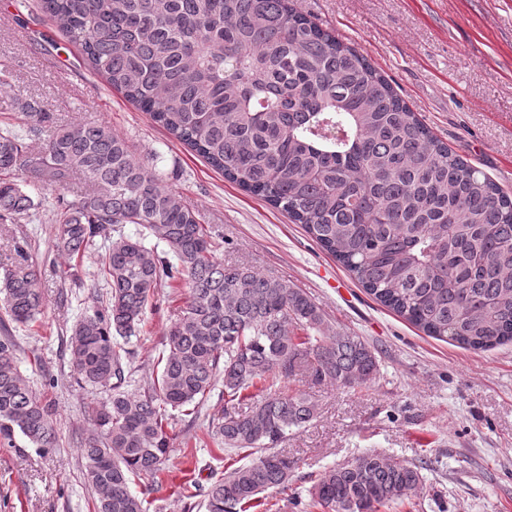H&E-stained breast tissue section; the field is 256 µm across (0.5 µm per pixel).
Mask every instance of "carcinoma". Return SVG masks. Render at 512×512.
<instances>
[{
  "label": "carcinoma",
  "instance_id": "obj_1",
  "mask_svg": "<svg viewBox=\"0 0 512 512\" xmlns=\"http://www.w3.org/2000/svg\"><path fill=\"white\" fill-rule=\"evenodd\" d=\"M41 11L108 86L151 115L224 179L304 226L320 248L381 304L426 335L490 349L512 342V196L454 153L363 54L294 0H39ZM40 135L53 113L22 106ZM36 165L42 180L72 175L92 189L58 201L56 246L73 257L103 241L106 299L72 327L78 383L101 387L81 444L93 512H148L131 488L162 487L172 412L194 415L216 384L224 406L216 442L252 455L203 491L207 512H247L279 489L298 461L278 445L311 423L308 389L355 388L379 363L360 337L287 280L217 258L198 212L163 188L129 143L92 123L59 127L40 157L10 124L0 128V220L34 206L12 177ZM136 224V237L111 236ZM165 246L172 258L163 257ZM0 445L22 436L58 447L55 405L21 373L13 329L40 312L38 266L14 243L0 262ZM178 280L188 297L158 356L160 370L128 391L130 352L155 288ZM292 387H286V384ZM263 396L253 399L249 389ZM422 485L416 465L364 453L325 468L308 488L326 512H380Z\"/></svg>",
  "mask_w": 512,
  "mask_h": 512
}]
</instances>
